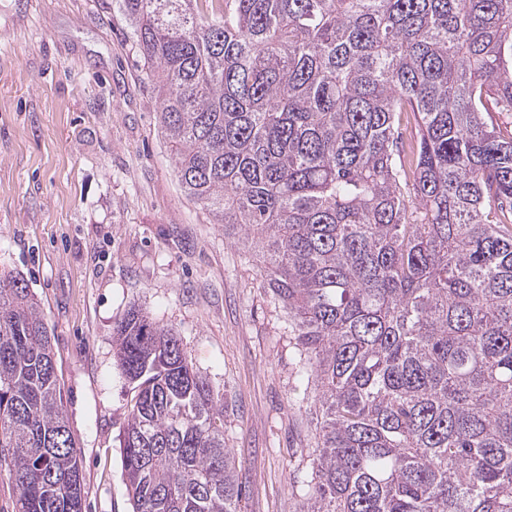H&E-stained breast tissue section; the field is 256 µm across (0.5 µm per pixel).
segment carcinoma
I'll return each mask as SVG.
<instances>
[{
  "label": "carcinoma",
  "instance_id": "carcinoma-1",
  "mask_svg": "<svg viewBox=\"0 0 512 512\" xmlns=\"http://www.w3.org/2000/svg\"><path fill=\"white\" fill-rule=\"evenodd\" d=\"M115 0L178 181L244 231L318 390L301 512H512V0ZM416 146H400L403 126ZM133 512H237L175 330L114 331ZM17 512H83L42 310L0 275Z\"/></svg>",
  "mask_w": 512,
  "mask_h": 512
}]
</instances>
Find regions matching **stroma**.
Instances as JSON below:
<instances>
[{
  "instance_id": "1",
  "label": "stroma",
  "mask_w": 512,
  "mask_h": 512,
  "mask_svg": "<svg viewBox=\"0 0 512 512\" xmlns=\"http://www.w3.org/2000/svg\"><path fill=\"white\" fill-rule=\"evenodd\" d=\"M142 69L112 0H0V273L25 280L48 324L85 512H131L113 329L133 305L218 391L238 512H299L314 384L261 254L182 191Z\"/></svg>"
}]
</instances>
